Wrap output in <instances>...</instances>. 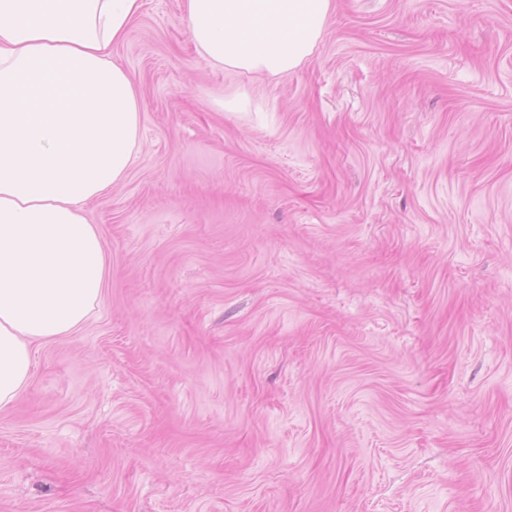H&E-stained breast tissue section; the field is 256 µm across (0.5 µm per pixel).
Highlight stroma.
Here are the masks:
<instances>
[{"label": "stroma", "mask_w": 512, "mask_h": 512, "mask_svg": "<svg viewBox=\"0 0 512 512\" xmlns=\"http://www.w3.org/2000/svg\"><path fill=\"white\" fill-rule=\"evenodd\" d=\"M110 58V275L0 411V512H512V0H335L279 81L142 0Z\"/></svg>", "instance_id": "obj_1"}]
</instances>
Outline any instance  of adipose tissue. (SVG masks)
Wrapping results in <instances>:
<instances>
[{
	"label": "adipose tissue",
	"mask_w": 512,
	"mask_h": 512,
	"mask_svg": "<svg viewBox=\"0 0 512 512\" xmlns=\"http://www.w3.org/2000/svg\"><path fill=\"white\" fill-rule=\"evenodd\" d=\"M142 0H0V411L24 392L32 345L76 333L109 267L86 204L122 183L140 100L108 58ZM333 0H182L212 67L288 77L323 40Z\"/></svg>",
	"instance_id": "obj_1"
}]
</instances>
